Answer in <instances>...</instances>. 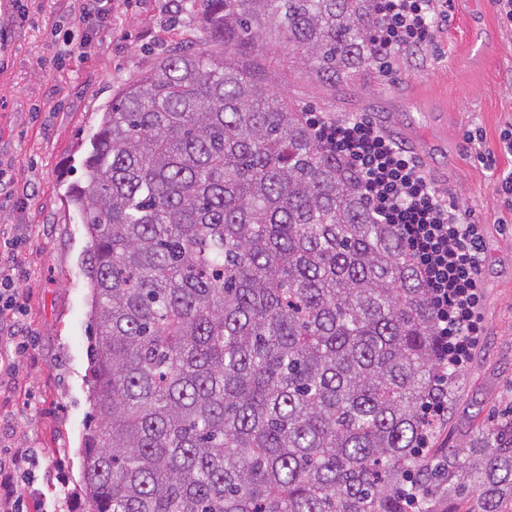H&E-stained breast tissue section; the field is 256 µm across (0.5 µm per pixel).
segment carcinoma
Instances as JSON below:
<instances>
[{
  "instance_id": "1",
  "label": "carcinoma",
  "mask_w": 512,
  "mask_h": 512,
  "mask_svg": "<svg viewBox=\"0 0 512 512\" xmlns=\"http://www.w3.org/2000/svg\"><path fill=\"white\" fill-rule=\"evenodd\" d=\"M113 97L69 201L91 237L87 512H503L512 425L429 463L436 320L397 231L261 55L334 89L373 0H201Z\"/></svg>"
}]
</instances>
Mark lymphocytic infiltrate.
Returning a JSON list of instances; mask_svg holds the SVG:
<instances>
[{
    "label": "lymphocytic infiltrate",
    "mask_w": 512,
    "mask_h": 512,
    "mask_svg": "<svg viewBox=\"0 0 512 512\" xmlns=\"http://www.w3.org/2000/svg\"><path fill=\"white\" fill-rule=\"evenodd\" d=\"M381 22L371 56L379 70L393 67L409 48L430 45L449 21L452 0H376ZM315 137L360 176L379 223L394 226L406 243L436 316L442 362L461 365L480 331L476 309L482 283L479 223L424 174L417 156L364 118L306 115Z\"/></svg>",
    "instance_id": "obj_1"
}]
</instances>
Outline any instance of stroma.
I'll return each instance as SVG.
<instances>
[{
	"label": "stroma",
	"instance_id": "obj_1",
	"mask_svg": "<svg viewBox=\"0 0 512 512\" xmlns=\"http://www.w3.org/2000/svg\"><path fill=\"white\" fill-rule=\"evenodd\" d=\"M81 0H0V170L23 205L0 198V251L13 245L28 334L0 360V458L26 457L16 473L23 512H86L81 448L93 415L89 372V233L68 200L102 114L119 88L204 32L181 0H109L112 26L82 31ZM84 44H76V37ZM277 87L307 111L360 116L413 151L426 176L481 222L480 336L425 456L457 448L512 419V172L500 149L512 126V27L489 11L482 25L449 20L425 50L391 71L367 66L331 90L267 55ZM480 133L481 146L468 137ZM492 150L494 161L478 155Z\"/></svg>",
	"mask_w": 512,
	"mask_h": 512
}]
</instances>
